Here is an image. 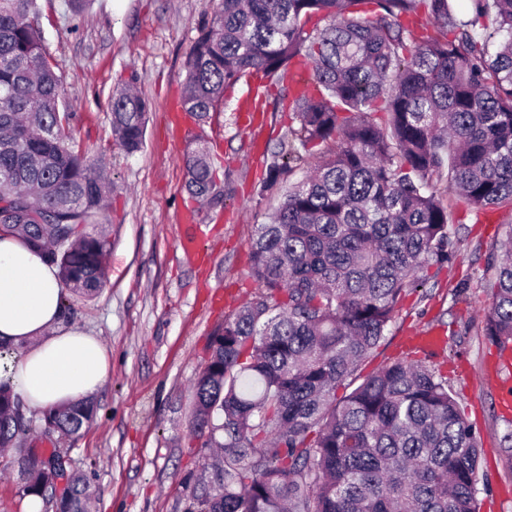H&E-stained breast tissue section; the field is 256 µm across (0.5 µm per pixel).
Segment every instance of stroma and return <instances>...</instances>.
Listing matches in <instances>:
<instances>
[{"mask_svg": "<svg viewBox=\"0 0 512 512\" xmlns=\"http://www.w3.org/2000/svg\"><path fill=\"white\" fill-rule=\"evenodd\" d=\"M36 4L45 48L64 78L65 105L75 115L72 135L89 159L107 163L114 182L102 218L112 238L104 287L91 301L72 297L73 312L62 322L100 339L110 375L93 397L89 427L58 450L66 474L86 476L92 512H186L190 490L204 491L215 480L214 449L190 431L192 383L225 312L245 305L257 290L248 245L288 184L263 197L255 187L265 176L264 154L277 147L291 119L277 111L275 88L264 110L255 109L253 91L262 79L254 76L225 92L223 112L205 129L192 124L174 136L171 108L213 0H95L91 13L79 18L66 0ZM132 73L152 110L146 144L130 155L112 135L109 100ZM201 132L222 156L219 183L233 189L218 216L184 187V157ZM187 210L194 211V223L183 222ZM455 216L453 262L429 269L431 298L405 301L366 367L407 351L412 337L438 331L445 339L438 357L480 431V512H512V458L500 446L512 409L504 419L491 417L498 398L485 381L491 362L481 336L487 296L458 287L467 275L482 273L493 243L512 229V213L498 211L479 223L460 202ZM188 237L198 240V254L184 253L181 242Z\"/></svg>", "mask_w": 512, "mask_h": 512, "instance_id": "stroma-1", "label": "stroma"}]
</instances>
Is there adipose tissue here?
<instances>
[{"label": "adipose tissue", "mask_w": 512, "mask_h": 512, "mask_svg": "<svg viewBox=\"0 0 512 512\" xmlns=\"http://www.w3.org/2000/svg\"><path fill=\"white\" fill-rule=\"evenodd\" d=\"M61 292L56 266L18 238L0 234V342L19 349L13 390L40 412L90 397L110 374L96 337L62 328Z\"/></svg>", "instance_id": "obj_1"}]
</instances>
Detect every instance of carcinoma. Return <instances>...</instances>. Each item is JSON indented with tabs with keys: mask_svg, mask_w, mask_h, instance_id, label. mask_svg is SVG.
<instances>
[{
	"mask_svg": "<svg viewBox=\"0 0 512 512\" xmlns=\"http://www.w3.org/2000/svg\"><path fill=\"white\" fill-rule=\"evenodd\" d=\"M216 0L186 63L182 108L198 125L247 75L291 89L288 143L264 156L261 196L302 169L249 245L258 291L224 315L194 389L193 431L216 429L218 492L188 512H478L481 437L448 376L405 355L362 374L403 301L454 257L448 226L512 212V0ZM425 8L436 32L405 20ZM137 75L113 90L112 135L145 143L149 100ZM63 77L42 45L36 0H0V232L58 268L69 297H96L112 240L98 216L112 193L103 166L69 134ZM383 113L377 121L375 114ZM186 189L223 207L211 145L184 158ZM482 336L512 349V232L478 279ZM0 345V448L15 450L22 494L55 490L59 456L34 446ZM94 404L43 412L44 433L77 439ZM83 478L65 512H89Z\"/></svg>",
	"mask_w": 512,
	"mask_h": 512,
	"instance_id": "cac0c4a2",
	"label": "carcinoma"
}]
</instances>
